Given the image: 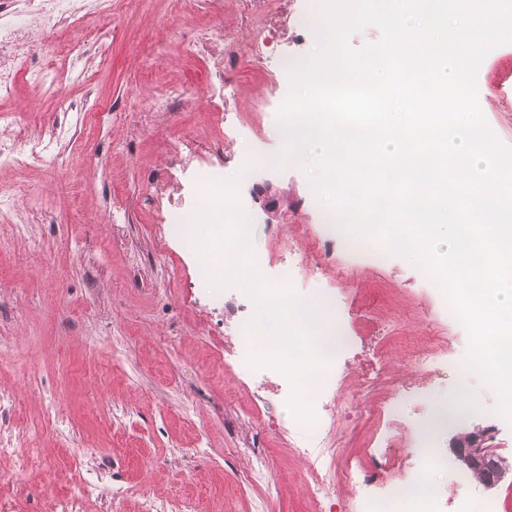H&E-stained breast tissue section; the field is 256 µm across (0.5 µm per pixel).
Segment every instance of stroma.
<instances>
[{"label":"stroma","instance_id":"1","mask_svg":"<svg viewBox=\"0 0 512 512\" xmlns=\"http://www.w3.org/2000/svg\"><path fill=\"white\" fill-rule=\"evenodd\" d=\"M264 28L249 14L250 0H140L126 10L112 0H0V29L24 30L17 46L27 59L44 40L60 51L36 63L0 109L24 111L33 137L48 145L34 166L0 171V181L35 186L42 215L17 200L0 221V446L37 448L42 463L17 468L0 457V502L12 512H315L308 463L292 451L287 403L261 404L229 361L246 310V294L216 290L198 271V251L169 234L164 218L197 203L193 169L223 167L239 176L243 155L275 156L281 147L278 116L290 93L280 75L283 58L299 62L315 48L303 18L314 0H277ZM61 10L53 30L44 13ZM103 28L100 38L86 31ZM204 26L224 29L238 65L224 70L217 57L197 56L192 40ZM268 34L262 59L253 41ZM512 43L492 49L476 82L485 119L512 145V92L496 88L499 59ZM187 82L186 97L168 112L150 109L167 87ZM68 118L56 137L54 116ZM237 125L214 146L212 116ZM293 205L277 224L252 219L253 255L265 280L290 285L306 300L341 296L340 313L358 315L355 350L377 335L381 318L395 334L387 368L411 373L408 351L428 336L452 342L451 362L469 352L465 327L445 310V296L409 259L382 251H348L326 234V206L316 198L299 162L272 166ZM236 194L248 200L250 176H239ZM308 238L290 239L298 226ZM319 238L322 273L289 274L291 256L302 263L309 237ZM465 380L478 418L459 428L489 426L503 457L512 461V422L495 410L493 393L474 373L430 386L400 401L404 422L426 415L431 400L446 399ZM333 481L347 512L352 488L337 482V464L365 465L375 455L368 426L328 424ZM263 466L261 482L249 478ZM442 497H496L512 512V473L489 490L449 467L439 477Z\"/></svg>","mask_w":512,"mask_h":512}]
</instances>
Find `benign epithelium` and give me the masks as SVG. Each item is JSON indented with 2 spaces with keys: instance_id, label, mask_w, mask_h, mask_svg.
Instances as JSON below:
<instances>
[{
  "instance_id": "obj_1",
  "label": "benign epithelium",
  "mask_w": 512,
  "mask_h": 512,
  "mask_svg": "<svg viewBox=\"0 0 512 512\" xmlns=\"http://www.w3.org/2000/svg\"><path fill=\"white\" fill-rule=\"evenodd\" d=\"M249 194L259 205L266 224H278L291 201L285 188L268 175L260 174L252 181ZM493 429L476 427L466 433H455L449 440L451 459L462 469L472 471L487 488L498 485L506 472L501 467V455L492 445Z\"/></svg>"
}]
</instances>
